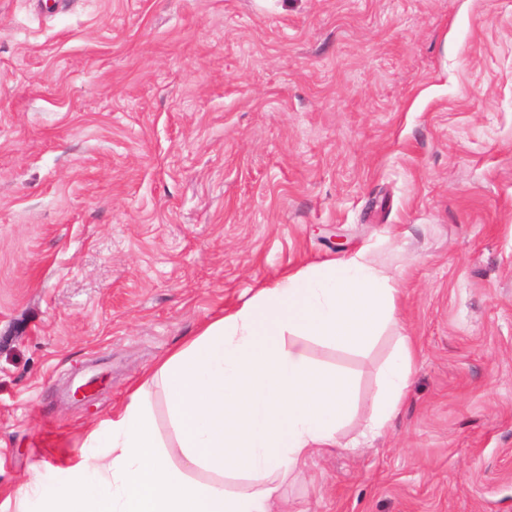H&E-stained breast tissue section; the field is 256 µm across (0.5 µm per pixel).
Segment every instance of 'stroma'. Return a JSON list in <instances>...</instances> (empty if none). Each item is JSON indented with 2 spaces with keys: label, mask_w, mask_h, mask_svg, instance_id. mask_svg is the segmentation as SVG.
Masks as SVG:
<instances>
[{
  "label": "stroma",
  "mask_w": 512,
  "mask_h": 512,
  "mask_svg": "<svg viewBox=\"0 0 512 512\" xmlns=\"http://www.w3.org/2000/svg\"><path fill=\"white\" fill-rule=\"evenodd\" d=\"M37 2L0 0V512L204 325L357 254L396 321L305 341L358 412L288 512H512V9ZM403 335V401L359 441Z\"/></svg>",
  "instance_id": "35a3bbf8"
}]
</instances>
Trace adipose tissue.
I'll return each instance as SVG.
<instances>
[{"label":"adipose tissue","instance_id":"1","mask_svg":"<svg viewBox=\"0 0 512 512\" xmlns=\"http://www.w3.org/2000/svg\"><path fill=\"white\" fill-rule=\"evenodd\" d=\"M398 292L359 258L261 289L162 358L91 429L87 454L20 487L15 512H278L282 478L335 446L357 411L352 380L309 358L303 340L368 348ZM416 353L400 337L362 438L397 413ZM150 385L163 390L174 446L156 430Z\"/></svg>","mask_w":512,"mask_h":512}]
</instances>
